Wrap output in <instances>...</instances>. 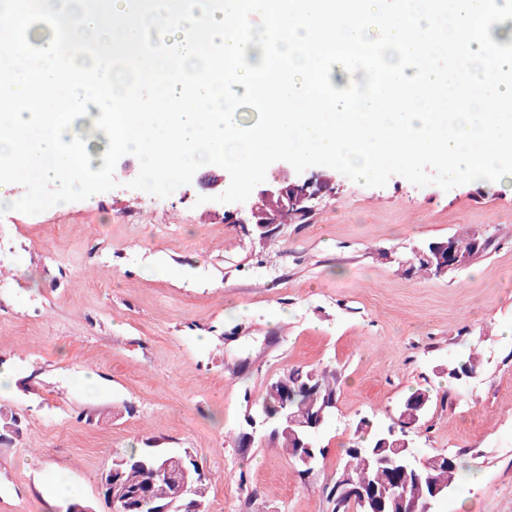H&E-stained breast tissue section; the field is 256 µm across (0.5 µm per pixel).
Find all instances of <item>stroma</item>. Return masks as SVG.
<instances>
[{
	"label": "stroma",
	"instance_id": "stroma-1",
	"mask_svg": "<svg viewBox=\"0 0 512 512\" xmlns=\"http://www.w3.org/2000/svg\"><path fill=\"white\" fill-rule=\"evenodd\" d=\"M0 216V512H65L42 480L75 484L112 512L100 476L133 448L190 451L205 512H332L361 419L388 425L409 393L432 404L409 436L479 480L439 512H512V176L443 190L402 177L366 187L337 175L310 216L274 240L206 201L204 172L171 196L127 186ZM482 233L465 268L415 272L428 242ZM478 353L476 377L449 362ZM294 368L337 376L324 454L307 477L265 431L239 444L247 396Z\"/></svg>",
	"mask_w": 512,
	"mask_h": 512
}]
</instances>
